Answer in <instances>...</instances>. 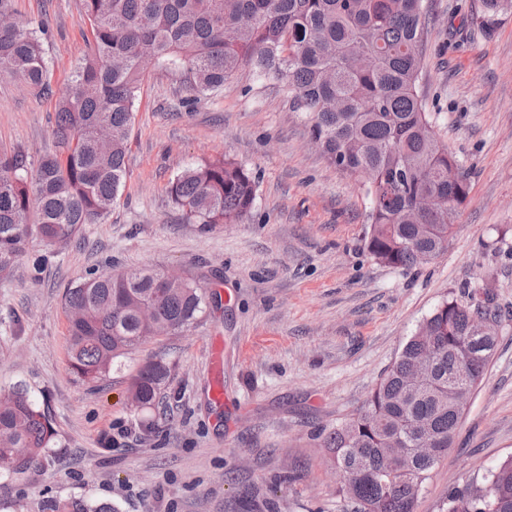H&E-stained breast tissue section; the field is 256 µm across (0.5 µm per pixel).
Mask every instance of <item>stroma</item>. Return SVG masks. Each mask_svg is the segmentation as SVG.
I'll list each match as a JSON object with an SVG mask.
<instances>
[{
	"instance_id": "1",
	"label": "stroma",
	"mask_w": 512,
	"mask_h": 512,
	"mask_svg": "<svg viewBox=\"0 0 512 512\" xmlns=\"http://www.w3.org/2000/svg\"><path fill=\"white\" fill-rule=\"evenodd\" d=\"M424 4L417 91L469 175L447 252L412 269L376 260L365 184L311 147L307 119L274 81L246 74L191 98L177 72L148 67L109 220L85 225L41 275L24 259L0 281V391L24 384L48 409L58 447L0 485V512H42L50 497L118 512H351L326 433L361 409L438 305L482 280L504 311L497 346L414 512H440L454 487L512 457V12L484 29L482 0ZM13 9L50 30L48 89L0 80V154L34 166L55 149V103L93 37L82 0ZM216 156L256 176L255 205L238 224L185 223L171 182ZM138 267L201 279L204 317L141 344L105 379L79 381L67 288L93 270ZM152 360L171 375L159 406L137 410L131 378Z\"/></svg>"
}]
</instances>
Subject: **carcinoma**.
Listing matches in <instances>:
<instances>
[{
  "mask_svg": "<svg viewBox=\"0 0 512 512\" xmlns=\"http://www.w3.org/2000/svg\"><path fill=\"white\" fill-rule=\"evenodd\" d=\"M482 22L512 11L483 0ZM93 49L73 69L55 112L58 151L29 171L21 155H0V278L40 240V274L86 224H102L117 201L145 69L144 56L180 72L189 92H217L246 72L283 83L310 123L311 138L336 167L369 174L367 248L397 268L427 264L448 249L455 225L414 212L436 195L456 206L468 174L437 137L417 92L426 22L423 0H83ZM0 74L47 87L48 29L16 18L0 0ZM255 178L222 157L178 173L173 205L188 224L240 222L256 200ZM206 286L170 280L161 268L92 275L67 289L68 356L83 382H97L152 336L155 323L190 328L205 313ZM501 319L495 292L471 288L442 302L411 336L364 406L327 435L328 460L352 512H414L441 455L420 456L424 438L450 447L462 410L456 400L481 382L497 340L476 338L481 316ZM428 366L414 384L407 371ZM170 368L150 362L132 377L135 409H147ZM56 454L47 411L19 384L0 393V477ZM44 512H118L108 502L51 500ZM440 512H512V457L473 486L456 488Z\"/></svg>",
  "mask_w": 512,
  "mask_h": 512,
  "instance_id": "1",
  "label": "carcinoma"
}]
</instances>
